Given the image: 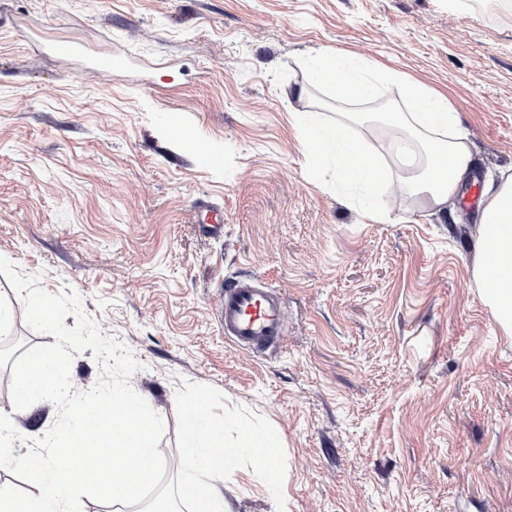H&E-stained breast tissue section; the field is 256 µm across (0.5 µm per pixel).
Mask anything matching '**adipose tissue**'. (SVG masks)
Instances as JSON below:
<instances>
[{
	"mask_svg": "<svg viewBox=\"0 0 512 512\" xmlns=\"http://www.w3.org/2000/svg\"><path fill=\"white\" fill-rule=\"evenodd\" d=\"M316 78L332 86L340 102L375 97V79L398 85L408 100L406 112L384 113L385 122L401 128V181L406 193L441 212L471 177L475 155L461 131V114L442 94L422 84H411L397 72L375 76L363 63H346L340 57L318 55ZM303 148L310 157L336 166L338 181L352 189L354 202L368 220L385 223L386 211L376 207L378 189L388 174L366 147L353 140L343 126H330L315 115L298 112ZM480 234L474 243L475 279L485 304L504 334L512 335V175L487 188Z\"/></svg>",
	"mask_w": 512,
	"mask_h": 512,
	"instance_id": "obj_1",
	"label": "adipose tissue"
}]
</instances>
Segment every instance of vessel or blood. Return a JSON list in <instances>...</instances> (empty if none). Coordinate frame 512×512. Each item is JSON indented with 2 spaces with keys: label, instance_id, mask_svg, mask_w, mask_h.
I'll list each match as a JSON object with an SVG mask.
<instances>
[{
  "label": "vessel or blood",
  "instance_id": "vessel-or-blood-1",
  "mask_svg": "<svg viewBox=\"0 0 512 512\" xmlns=\"http://www.w3.org/2000/svg\"><path fill=\"white\" fill-rule=\"evenodd\" d=\"M221 319L226 339L256 353L279 344L285 334L284 311L277 295L250 278L225 283Z\"/></svg>",
  "mask_w": 512,
  "mask_h": 512
}]
</instances>
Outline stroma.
Instances as JSON below:
<instances>
[{"mask_svg": "<svg viewBox=\"0 0 512 512\" xmlns=\"http://www.w3.org/2000/svg\"><path fill=\"white\" fill-rule=\"evenodd\" d=\"M78 42V56L49 51ZM122 66L104 73L97 56ZM361 59L448 96L476 154L474 185L512 174V23L448 0H0V255L49 293L75 291L140 364L130 384L180 463L175 396L212 386L267 419L286 459L284 509L244 470L229 512H512V336L481 299V205L431 214L400 194L379 126L349 125L392 173L390 215L355 208L303 150L295 112L325 123L364 103L314 82L317 54ZM307 85V104L287 100ZM175 120L189 135L176 140ZM211 147L198 159L196 144ZM224 211L207 235L201 209ZM278 293L280 346L224 336L225 280ZM0 413L23 443L57 410Z\"/></svg>", "mask_w": 512, "mask_h": 512, "instance_id": "35a3bbf8", "label": "stroma"}]
</instances>
